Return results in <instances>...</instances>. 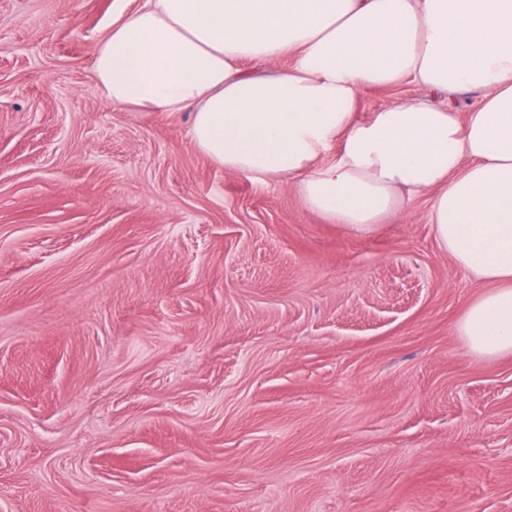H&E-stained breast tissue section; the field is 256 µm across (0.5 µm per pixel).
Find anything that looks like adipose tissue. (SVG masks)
Returning <instances> with one entry per match:
<instances>
[{"mask_svg":"<svg viewBox=\"0 0 512 512\" xmlns=\"http://www.w3.org/2000/svg\"><path fill=\"white\" fill-rule=\"evenodd\" d=\"M284 57L280 72L244 67ZM91 73L118 108L192 110L191 141L214 163L288 181L351 231L431 196L440 244L493 285L459 335L512 353V0H143ZM406 82L418 97L359 119L363 88ZM468 91L480 99L462 118L450 97Z\"/></svg>","mask_w":512,"mask_h":512,"instance_id":"1","label":"adipose tissue"}]
</instances>
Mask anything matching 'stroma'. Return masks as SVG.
<instances>
[{"label": "stroma", "instance_id": "stroma-1", "mask_svg": "<svg viewBox=\"0 0 512 512\" xmlns=\"http://www.w3.org/2000/svg\"><path fill=\"white\" fill-rule=\"evenodd\" d=\"M141 0H0V512H512V354L428 222L369 234L112 107Z\"/></svg>", "mask_w": 512, "mask_h": 512}]
</instances>
